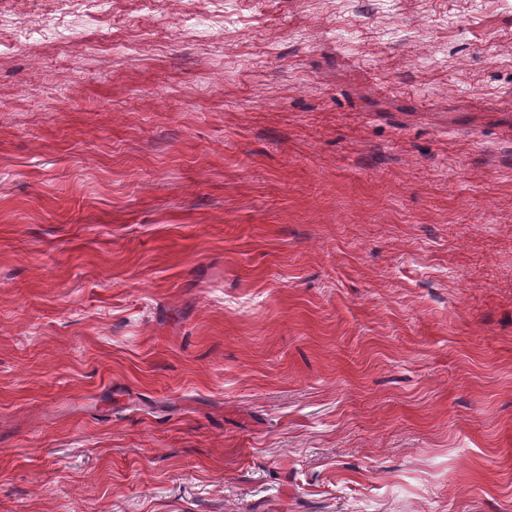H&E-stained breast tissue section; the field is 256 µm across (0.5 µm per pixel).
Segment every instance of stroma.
<instances>
[{
  "instance_id": "1",
  "label": "stroma",
  "mask_w": 512,
  "mask_h": 512,
  "mask_svg": "<svg viewBox=\"0 0 512 512\" xmlns=\"http://www.w3.org/2000/svg\"><path fill=\"white\" fill-rule=\"evenodd\" d=\"M70 22L0 51V512H512V0Z\"/></svg>"
}]
</instances>
